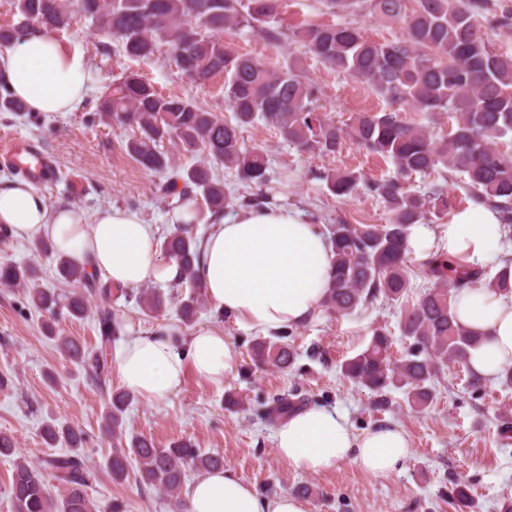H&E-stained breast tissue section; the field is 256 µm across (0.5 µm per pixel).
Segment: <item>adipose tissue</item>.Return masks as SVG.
<instances>
[{"label":"adipose tissue","instance_id":"adipose-tissue-1","mask_svg":"<svg viewBox=\"0 0 512 512\" xmlns=\"http://www.w3.org/2000/svg\"><path fill=\"white\" fill-rule=\"evenodd\" d=\"M91 79L83 53L50 34L0 49V83L33 112L76 110ZM0 224L15 238L51 241L58 254L115 287L174 285L181 276L176 259L162 258L155 227L122 207L89 220L74 207H48L41 194L20 181L0 188ZM506 235L495 212L467 210L439 231L417 227L410 246L425 260L440 256L478 267L498 258ZM333 260L319 224L299 211L265 206L220 218L201 241L197 273L216 310L240 329L268 336L306 324L321 309ZM455 314L482 337L471 351L470 368L486 382L496 381L502 368L512 365V294L475 284L458 292ZM112 366L125 389L159 402L179 390L190 372L222 384L233 359L223 332L202 328L182 336L158 328L121 342ZM274 444L281 460L309 474L347 461L365 473L387 475L411 457L410 440L399 425L358 432L344 415L323 407L290 413ZM187 497L190 512H310L298 497H260L228 465L189 485Z\"/></svg>","mask_w":512,"mask_h":512}]
</instances>
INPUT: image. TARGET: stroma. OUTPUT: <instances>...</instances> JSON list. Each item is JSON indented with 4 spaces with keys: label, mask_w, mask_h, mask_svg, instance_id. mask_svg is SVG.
<instances>
[{
    "label": "stroma",
    "mask_w": 512,
    "mask_h": 512,
    "mask_svg": "<svg viewBox=\"0 0 512 512\" xmlns=\"http://www.w3.org/2000/svg\"><path fill=\"white\" fill-rule=\"evenodd\" d=\"M490 2V12L479 18L480 31L494 51L512 56V24L498 22L502 12H512V0ZM305 22L350 23L366 38L379 42L403 33L401 26L381 24L365 9L333 15L321 0H284L276 26L288 34ZM57 37L83 51L93 77L91 93L72 112H0V141L25 136L56 160L55 180L38 188L49 207L72 205L90 218L112 206L124 207L155 225L158 237H165L173 230L169 216L179 200L161 198L159 175L144 171L126 154L123 145L133 128L100 121V97L133 71L162 93L192 98L221 114L225 111L223 76L195 81L176 67L165 46L152 58H129L80 16ZM224 41L235 52L274 67L286 63L289 55L298 56L320 90L321 105L335 120H348L356 112L380 115L394 110L403 121L433 124L438 138L446 136L454 124L449 115L434 123L410 107L393 109L367 81L336 70L300 44L277 49L263 31L249 28L225 35ZM241 138L244 148L268 156L271 181L263 191L274 204L306 216L319 215L326 225L385 223L388 213L380 200L363 193L351 199L336 197L318 175L354 171L368 181L387 179L398 174L391 159L350 141L331 154H307L260 120L242 129ZM406 185L421 193L441 185L454 199V212L472 207L461 174L447 168L409 176ZM0 261L34 267L40 287L63 288L54 255L39 251L35 241L11 237L0 241ZM159 292L167 308L153 317L146 316L138 304L140 288L113 294L112 310L123 336L165 327L188 336L197 327H212L231 342L233 370L220 386L190 373L165 401L132 398L124 416L127 433L151 438L162 447L185 441L201 451L221 454L225 464L233 466L262 497L306 491L310 512H455L448 495L457 480L468 484L474 512H499L504 500H512V386L494 382L483 390H471L464 368L453 365L435 380L433 402L415 410L401 390H390L382 405L368 389L342 375L341 363L361 350L379 327L395 335L393 355L401 357L406 343L398 335L399 305L378 300L344 316L319 311L308 324L289 329L285 340L297 356L290 368L280 370L256 367L250 357L256 335L236 327L211 303H204L192 324H184L178 305L187 297V287L163 286ZM49 321L60 335L76 337L88 348L99 343L95 314L76 320L42 313L32 307L23 290L0 286V375L11 381L9 388L0 390V432L13 438L22 458L41 463L68 453L64 445L52 447L43 441L41 429L47 421L79 427L85 434L86 464L92 472L89 495L98 512H105L114 501L125 504L128 512H175L174 497L157 494L132 476L113 480L105 467L113 441L101 430L106 394L80 364L60 351L55 340L45 336L43 325ZM276 397L287 398L299 409L339 410L359 432L399 424L409 436L413 455L399 471L382 476L366 474L348 462L320 474L294 470L276 452V423L260 417Z\"/></svg>",
    "instance_id": "1"
}]
</instances>
